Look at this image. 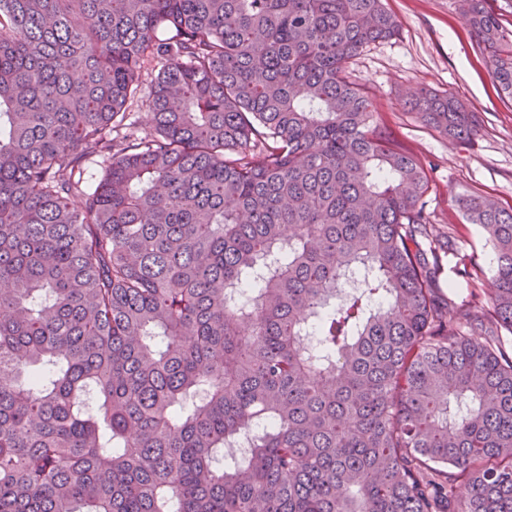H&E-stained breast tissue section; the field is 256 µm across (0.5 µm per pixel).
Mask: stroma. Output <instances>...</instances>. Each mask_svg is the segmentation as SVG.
Masks as SVG:
<instances>
[{
  "mask_svg": "<svg viewBox=\"0 0 512 512\" xmlns=\"http://www.w3.org/2000/svg\"><path fill=\"white\" fill-rule=\"evenodd\" d=\"M385 7L401 23L399 36L364 49L346 72L370 97L378 127L423 163L429 177L423 202L432 223L458 230L439 286L459 302L471 289L467 271L479 270L481 288L492 287L491 246L458 200L484 195L512 208V100L499 95L459 0H385ZM423 88L452 95L475 113L479 133L469 146L450 141L411 110L410 94Z\"/></svg>",
  "mask_w": 512,
  "mask_h": 512,
  "instance_id": "1",
  "label": "stroma"
}]
</instances>
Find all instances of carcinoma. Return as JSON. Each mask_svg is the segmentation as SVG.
Segmentation results:
<instances>
[{"instance_id": "obj_1", "label": "carcinoma", "mask_w": 512, "mask_h": 512, "mask_svg": "<svg viewBox=\"0 0 512 512\" xmlns=\"http://www.w3.org/2000/svg\"><path fill=\"white\" fill-rule=\"evenodd\" d=\"M460 2L512 99V29ZM400 29L383 0H0V512H512V209L461 198L495 288L441 294L427 173L345 75Z\"/></svg>"}]
</instances>
